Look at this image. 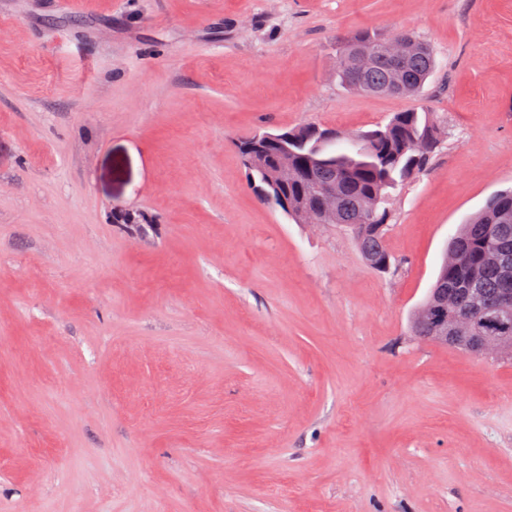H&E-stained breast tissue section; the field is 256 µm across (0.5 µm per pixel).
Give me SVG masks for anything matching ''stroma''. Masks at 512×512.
Listing matches in <instances>:
<instances>
[{
	"mask_svg": "<svg viewBox=\"0 0 512 512\" xmlns=\"http://www.w3.org/2000/svg\"><path fill=\"white\" fill-rule=\"evenodd\" d=\"M363 28L431 45L419 96L338 83ZM421 106L387 273L237 147ZM511 187L512 0H0V512H512V361L410 330Z\"/></svg>",
	"mask_w": 512,
	"mask_h": 512,
	"instance_id": "obj_1",
	"label": "stroma"
}]
</instances>
